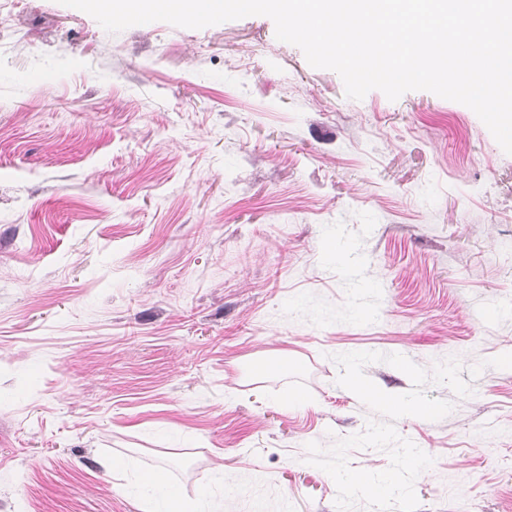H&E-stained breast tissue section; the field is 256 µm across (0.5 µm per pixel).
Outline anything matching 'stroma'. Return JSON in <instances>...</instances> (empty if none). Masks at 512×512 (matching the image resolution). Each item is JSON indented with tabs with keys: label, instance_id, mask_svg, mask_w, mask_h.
I'll return each instance as SVG.
<instances>
[{
	"label": "stroma",
	"instance_id": "1",
	"mask_svg": "<svg viewBox=\"0 0 512 512\" xmlns=\"http://www.w3.org/2000/svg\"><path fill=\"white\" fill-rule=\"evenodd\" d=\"M0 14V512H143L156 470L196 512H337L306 446L372 412L334 355L512 353V155L466 105L348 99L266 16ZM471 385L395 422L417 512H512V369Z\"/></svg>",
	"mask_w": 512,
	"mask_h": 512
}]
</instances>
